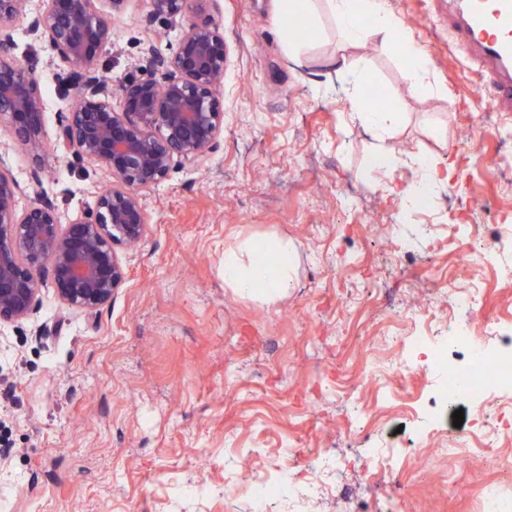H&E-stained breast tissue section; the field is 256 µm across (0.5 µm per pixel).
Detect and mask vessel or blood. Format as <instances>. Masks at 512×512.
Masks as SVG:
<instances>
[{
	"label": "vessel or blood",
	"instance_id": "1",
	"mask_svg": "<svg viewBox=\"0 0 512 512\" xmlns=\"http://www.w3.org/2000/svg\"><path fill=\"white\" fill-rule=\"evenodd\" d=\"M453 28L486 70L497 106L512 112V0H463Z\"/></svg>",
	"mask_w": 512,
	"mask_h": 512
}]
</instances>
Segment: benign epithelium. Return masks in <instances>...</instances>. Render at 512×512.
<instances>
[{"instance_id": "1", "label": "benign epithelium", "mask_w": 512, "mask_h": 512, "mask_svg": "<svg viewBox=\"0 0 512 512\" xmlns=\"http://www.w3.org/2000/svg\"><path fill=\"white\" fill-rule=\"evenodd\" d=\"M30 0H0V125L28 154L32 179L46 151L45 106L37 65L14 55L15 18ZM30 31L47 39L63 62L80 72L79 92L58 124V141L78 157L100 163L113 178L94 208L64 224L55 207L37 201L18 207L20 185L0 156V323L28 318L39 284L50 276L67 306L93 312L125 281L116 248L146 238L149 216L142 195L165 180L174 162L201 167L224 133V33L208 18L214 0H150V18L182 23L172 53L149 49L144 74L112 88L95 65L111 28L95 0H41Z\"/></svg>"}]
</instances>
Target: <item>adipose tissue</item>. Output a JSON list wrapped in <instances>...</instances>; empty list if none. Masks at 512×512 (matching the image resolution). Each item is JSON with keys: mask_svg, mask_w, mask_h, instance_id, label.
<instances>
[{"mask_svg": "<svg viewBox=\"0 0 512 512\" xmlns=\"http://www.w3.org/2000/svg\"><path fill=\"white\" fill-rule=\"evenodd\" d=\"M326 3L347 43L353 46L376 43L405 55L407 79L413 92L418 95L431 92L429 61L409 40L397 38L399 21L388 9L386 0H326ZM272 12L284 50L302 52L304 42L293 34L289 23L298 20L307 30H314L319 23L317 0H272ZM411 165L418 170L419 179L401 193L400 209L405 213L425 208L433 190L449 182L448 174L434 157H413ZM291 270L292 252L284 239H254L224 252V282L242 295H258L268 301L287 297Z\"/></svg>", "mask_w": 512, "mask_h": 512, "instance_id": "obj_1", "label": "adipose tissue"}]
</instances>
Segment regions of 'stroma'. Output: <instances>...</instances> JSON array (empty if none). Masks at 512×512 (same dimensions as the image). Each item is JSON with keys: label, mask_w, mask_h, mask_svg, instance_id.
<instances>
[{"label": "stroma", "mask_w": 512, "mask_h": 512, "mask_svg": "<svg viewBox=\"0 0 512 512\" xmlns=\"http://www.w3.org/2000/svg\"><path fill=\"white\" fill-rule=\"evenodd\" d=\"M387 2L431 62L426 96L401 56L347 45L324 0L297 56L280 46L271 0H214L228 65L224 135L208 162L175 164L146 193L149 232L119 250L127 278L111 302L69 308L46 279L33 313L0 325V512H255L246 452L286 462L289 481L323 467L322 492L264 512H512V472L493 458L416 459L438 379L403 362L410 336L447 335L445 279L480 289L483 308L459 319L488 348L512 334V279L467 266L448 243L453 231L512 257V241L491 235L512 224V114L487 104V75L454 39L445 0ZM149 10L128 0L110 16L97 68L111 84L141 76L148 48H175L177 28ZM29 21L14 22V53L38 64L41 182L4 129L0 155L20 206L47 201L66 221L112 177L59 144L77 89ZM334 54L361 58L364 84L327 66ZM361 90L403 114L384 139L352 114ZM381 146L403 160L387 176L368 167ZM417 154L435 156L451 184L404 220L397 193ZM267 237L287 239L294 257L293 286L273 304L224 283L225 248ZM418 306L429 320L415 319Z\"/></svg>", "instance_id": "obj_1"}]
</instances>
